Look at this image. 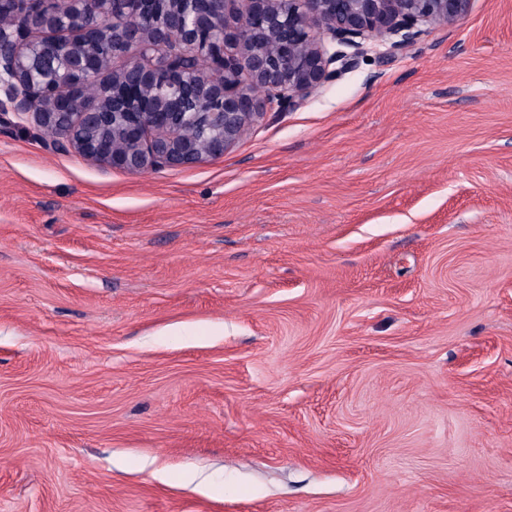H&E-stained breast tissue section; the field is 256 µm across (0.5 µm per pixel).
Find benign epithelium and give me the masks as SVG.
<instances>
[{
  "instance_id": "7a95c632",
  "label": "benign epithelium",
  "mask_w": 512,
  "mask_h": 512,
  "mask_svg": "<svg viewBox=\"0 0 512 512\" xmlns=\"http://www.w3.org/2000/svg\"><path fill=\"white\" fill-rule=\"evenodd\" d=\"M0 0V122L56 131L53 145L142 172L223 156L248 125L290 111L358 65L464 21L471 0ZM99 29L108 66L87 67ZM60 56L69 80L41 67ZM102 91L86 95L88 82Z\"/></svg>"
}]
</instances>
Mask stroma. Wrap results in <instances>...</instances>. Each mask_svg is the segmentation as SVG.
<instances>
[{
	"label": "stroma",
	"instance_id": "stroma-1",
	"mask_svg": "<svg viewBox=\"0 0 512 512\" xmlns=\"http://www.w3.org/2000/svg\"><path fill=\"white\" fill-rule=\"evenodd\" d=\"M0 512H512V0L195 167L0 124Z\"/></svg>",
	"mask_w": 512,
	"mask_h": 512
}]
</instances>
